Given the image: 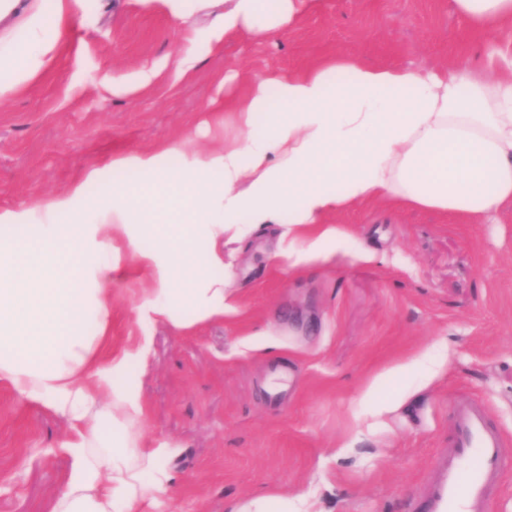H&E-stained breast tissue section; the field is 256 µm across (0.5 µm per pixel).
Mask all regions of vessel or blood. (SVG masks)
I'll list each match as a JSON object with an SVG mask.
<instances>
[{"label":"vessel or blood","mask_w":512,"mask_h":512,"mask_svg":"<svg viewBox=\"0 0 512 512\" xmlns=\"http://www.w3.org/2000/svg\"><path fill=\"white\" fill-rule=\"evenodd\" d=\"M453 435L431 476L419 512H492L503 475L512 469L502 433L484 405L451 406Z\"/></svg>","instance_id":"b4317fda"}]
</instances>
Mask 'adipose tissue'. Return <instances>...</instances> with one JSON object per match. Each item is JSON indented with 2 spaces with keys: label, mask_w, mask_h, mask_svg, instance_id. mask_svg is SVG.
Returning a JSON list of instances; mask_svg holds the SVG:
<instances>
[{
  "label": "adipose tissue",
  "mask_w": 512,
  "mask_h": 512,
  "mask_svg": "<svg viewBox=\"0 0 512 512\" xmlns=\"http://www.w3.org/2000/svg\"><path fill=\"white\" fill-rule=\"evenodd\" d=\"M83 2L0 0L1 99L59 57ZM225 2L204 48L177 58L179 75L229 38L287 33L319 0ZM453 4L485 45L477 64L370 66L341 53L288 76L246 74L238 94L230 73L216 85L206 149L167 140L0 208V384L68 425L69 476L52 512H132L173 480L171 448L142 442L141 391L126 380L148 367L152 339L111 349L121 251L149 284L138 323L184 334L234 313L225 258L257 225H282L280 255L303 268L328 260L339 235L329 218L344 208L381 202L484 223L512 204V0ZM231 122L241 137L225 138ZM118 168L139 184L109 182Z\"/></svg>",
  "instance_id": "obj_1"
}]
</instances>
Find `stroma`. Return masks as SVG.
I'll use <instances>...</instances> for the list:
<instances>
[{
    "label": "stroma",
    "mask_w": 512,
    "mask_h": 512,
    "mask_svg": "<svg viewBox=\"0 0 512 512\" xmlns=\"http://www.w3.org/2000/svg\"><path fill=\"white\" fill-rule=\"evenodd\" d=\"M85 11L60 58L0 100V207L194 132L227 72L295 73L337 53L432 67L483 50L452 0H325L285 37L229 40L180 78L186 36L204 33L217 8L190 28L140 0H86ZM160 61L158 82L135 95L116 99L100 84ZM332 222L335 258L297 270L274 256L276 227L257 228L229 286L238 315L187 335L137 324L139 278L113 289V348L153 339L148 367L129 371L147 410L143 442L175 450V480L152 512H236L260 497L288 512H414L458 399L488 408L512 455V209L469 224L372 203ZM66 433L0 386V512H52L69 473Z\"/></svg>",
    "instance_id": "35a3bbf8"
}]
</instances>
